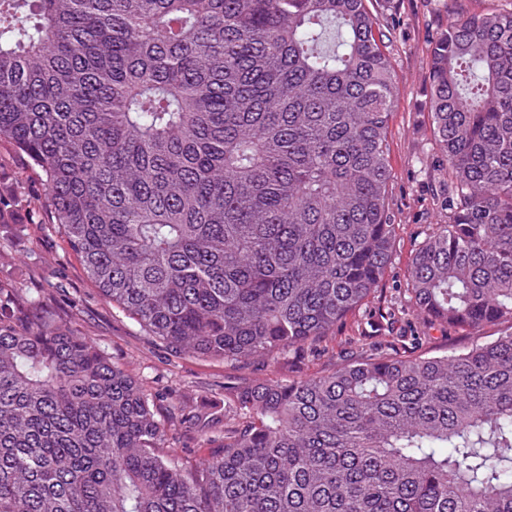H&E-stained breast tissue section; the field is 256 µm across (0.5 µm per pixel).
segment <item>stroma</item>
<instances>
[{
    "instance_id": "1",
    "label": "stroma",
    "mask_w": 512,
    "mask_h": 512,
    "mask_svg": "<svg viewBox=\"0 0 512 512\" xmlns=\"http://www.w3.org/2000/svg\"><path fill=\"white\" fill-rule=\"evenodd\" d=\"M398 84L390 124L389 215L399 229L392 261L379 289L359 316L349 318L327 347L294 351L279 361L255 358L227 365L198 357L174 358L135 321L106 300L87 279L68 242L51 228L45 176L7 139H0V281L40 293L43 308L75 322L140 384L173 389L176 399L220 415L224 389L266 380L288 383L329 372L351 355L387 349L444 355L471 344L470 336L422 319L407 292L415 248L435 225L448 221L444 194L448 169L429 112L431 43L453 18L490 8L512 10V0H371ZM394 308L387 337L353 343L377 306Z\"/></svg>"
}]
</instances>
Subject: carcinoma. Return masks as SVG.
Returning <instances> with one entry per match:
<instances>
[{"label": "carcinoma", "instance_id": "obj_1", "mask_svg": "<svg viewBox=\"0 0 512 512\" xmlns=\"http://www.w3.org/2000/svg\"><path fill=\"white\" fill-rule=\"evenodd\" d=\"M366 0H0V138L88 279L176 357L316 351L392 260ZM449 221L408 292L475 336L245 384L205 416L0 283V512H512V11L431 47ZM180 422L209 455H178Z\"/></svg>", "mask_w": 512, "mask_h": 512}]
</instances>
